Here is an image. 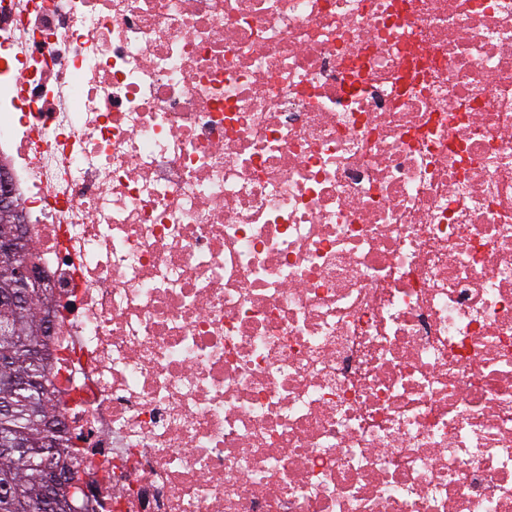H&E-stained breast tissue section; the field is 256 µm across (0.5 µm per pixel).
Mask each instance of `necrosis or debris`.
Listing matches in <instances>:
<instances>
[{"mask_svg": "<svg viewBox=\"0 0 512 512\" xmlns=\"http://www.w3.org/2000/svg\"><path fill=\"white\" fill-rule=\"evenodd\" d=\"M94 512H512V0H0V166Z\"/></svg>", "mask_w": 512, "mask_h": 512, "instance_id": "obj_1", "label": "necrosis or debris"}]
</instances>
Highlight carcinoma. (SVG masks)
<instances>
[{
	"mask_svg": "<svg viewBox=\"0 0 512 512\" xmlns=\"http://www.w3.org/2000/svg\"><path fill=\"white\" fill-rule=\"evenodd\" d=\"M39 299L35 286L27 306L0 307V326L13 332L11 336L0 335V442L21 443L19 448H0V482L10 481L15 494L11 503L0 500V512H25L23 507L39 498L46 470L63 462L72 464L77 474L86 464L85 458L60 439L52 445L46 443L43 422L58 416L48 398L44 323L36 311ZM19 376L34 378L36 383L16 388L10 379Z\"/></svg>",
	"mask_w": 512,
	"mask_h": 512,
	"instance_id": "obj_1",
	"label": "carcinoma"
}]
</instances>
